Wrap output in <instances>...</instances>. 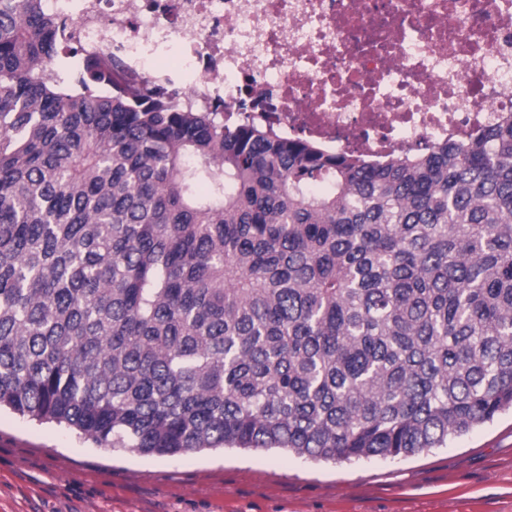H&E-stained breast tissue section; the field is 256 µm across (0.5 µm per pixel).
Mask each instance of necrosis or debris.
I'll return each mask as SVG.
<instances>
[{
	"instance_id": "obj_1",
	"label": "necrosis or debris",
	"mask_w": 512,
	"mask_h": 512,
	"mask_svg": "<svg viewBox=\"0 0 512 512\" xmlns=\"http://www.w3.org/2000/svg\"><path fill=\"white\" fill-rule=\"evenodd\" d=\"M80 58L326 151L419 152L512 110V0H44Z\"/></svg>"
}]
</instances>
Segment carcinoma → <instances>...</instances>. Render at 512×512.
Returning a JSON list of instances; mask_svg holds the SVG:
<instances>
[{"label":"carcinoma","mask_w":512,"mask_h":512,"mask_svg":"<svg viewBox=\"0 0 512 512\" xmlns=\"http://www.w3.org/2000/svg\"><path fill=\"white\" fill-rule=\"evenodd\" d=\"M60 28L0 0V408L97 448L340 462L512 409V115L374 163L96 59L53 81Z\"/></svg>","instance_id":"obj_1"}]
</instances>
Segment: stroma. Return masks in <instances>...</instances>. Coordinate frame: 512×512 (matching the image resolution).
<instances>
[{"instance_id": "35a3bbf8", "label": "stroma", "mask_w": 512, "mask_h": 512, "mask_svg": "<svg viewBox=\"0 0 512 512\" xmlns=\"http://www.w3.org/2000/svg\"><path fill=\"white\" fill-rule=\"evenodd\" d=\"M0 512H512V413L444 448L335 464L264 449L141 456L4 411Z\"/></svg>"}]
</instances>
